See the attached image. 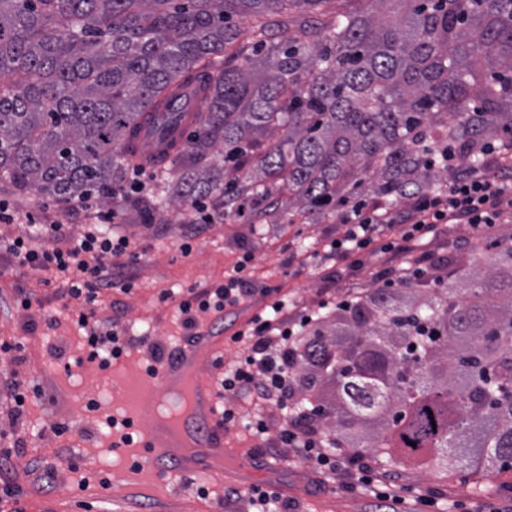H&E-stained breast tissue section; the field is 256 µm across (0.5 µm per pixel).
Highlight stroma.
I'll use <instances>...</instances> for the list:
<instances>
[{
    "instance_id": "stroma-1",
    "label": "stroma",
    "mask_w": 512,
    "mask_h": 512,
    "mask_svg": "<svg viewBox=\"0 0 512 512\" xmlns=\"http://www.w3.org/2000/svg\"><path fill=\"white\" fill-rule=\"evenodd\" d=\"M160 181V176H150L143 191L122 193L113 203L119 214L117 232L137 242L140 256L126 261L122 270L123 275L132 276V290L125 293L116 288L102 295L100 313L108 315L110 301L118 300L130 333L149 331L151 341L164 350H179L188 343L189 332L171 304L161 302V291L222 282L242 251L253 253L255 277L279 288L300 311L316 308L320 300L340 290L373 287L379 272L396 263L392 254L377 252L340 265L332 261L316 268L298 262L287 265V244L341 236L351 213L347 206L312 224L297 217L258 230L246 218L230 214L206 225L196 253L182 258L173 242L196 215L189 207H158ZM0 200L37 217L55 215L67 206L66 200L1 182ZM483 236V230L473 225L451 224L423 249L411 252L410 260L427 268L440 258L454 260L461 256L462 243ZM1 266L8 274L0 283V339L23 335L27 341L14 358L0 363V430L19 446L10 474L31 492L28 512H250L247 493L254 485L278 492L290 503V512H378L380 503L370 490H347V474L324 475L291 449L255 438L240 427L224 433L231 458L224 464L223 475L209 482L207 496H199L196 481L179 474L168 461L131 473L129 451L115 446L112 431L105 426V410L120 402V387L140 371L144 346L132 343L114 366L99 370L87 362L85 339L70 320L61 319L56 329H46L43 315L59 303L43 286V273L11 269L9 259L0 254ZM21 290L32 298L31 309L24 312L16 311L13 304ZM264 304L262 297H255L236 313L214 322L215 332L227 341L204 366L211 385H218L225 365L240 352L238 345L229 343V336ZM16 377L41 390L40 395H28L19 411L8 391ZM96 394L102 397L100 409L87 410V398ZM55 422L66 423L67 431L54 435L50 426ZM241 456L249 458L250 469L237 468L235 460ZM50 470L55 479L49 491L33 494V487L43 483ZM396 472L402 481L395 494L403 498L404 512H512L510 473L480 479L465 473L442 475L409 460L399 464ZM104 478L109 479V487L101 486ZM426 498L433 499V506H423Z\"/></svg>"
}]
</instances>
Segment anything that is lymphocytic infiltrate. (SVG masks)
<instances>
[{"label":"lymphocytic infiltrate","mask_w":512,"mask_h":512,"mask_svg":"<svg viewBox=\"0 0 512 512\" xmlns=\"http://www.w3.org/2000/svg\"><path fill=\"white\" fill-rule=\"evenodd\" d=\"M507 205L512 207V179L495 178L472 167L454 174L446 189L415 196L409 208L400 212L353 206L345 219L344 233L325 241L320 249L311 252L310 259L316 264L327 260L340 263L378 251L401 257L411 246L435 237L452 220L492 231ZM74 208L86 213L84 228L78 233L72 232L62 219L39 222L33 215H20L9 204L0 202L1 224L28 226L21 235L0 239V252L18 266L51 272L45 287L52 289L57 300L80 304L75 323L86 333L88 358L105 369L125 353L132 338L118 303H110V313L105 317L99 316L97 306L100 295L112 288L131 290V282H118L115 268L121 257L132 255L133 243L125 235L113 234L112 225L118 217L115 210L89 213L81 202L75 203ZM252 262V253L242 252L222 283L190 288L177 296L169 291L161 294L162 300H175L176 312L188 329L196 328L206 316L224 318L254 296L265 300L262 311L230 337L231 342L244 344L247 353L225 372L220 383L226 402L221 423L227 427L237 421L232 401L246 398L259 406L273 404L282 409L298 402L293 367L298 343L303 332L319 322L321 310L330 305L324 299L317 309L291 316L290 303L280 297L278 288L254 278ZM249 428L259 438L270 433L260 416L250 422ZM273 436L282 447L297 449L303 460L312 462L324 474L353 467L357 487L392 480L389 474H376L362 456L349 454L340 440L325 435L318 427L290 420Z\"/></svg>","instance_id":"1"}]
</instances>
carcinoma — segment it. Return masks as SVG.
<instances>
[{
	"mask_svg": "<svg viewBox=\"0 0 512 512\" xmlns=\"http://www.w3.org/2000/svg\"><path fill=\"white\" fill-rule=\"evenodd\" d=\"M0 0V179L109 205L146 112L204 94L157 164L159 202L326 217L393 202L512 145V0ZM304 39H283L291 27ZM277 130L283 137L268 142ZM256 163V167L247 165ZM484 270L361 292L299 356L301 411L348 448L476 477L512 471V240ZM362 3L354 0H330L323 3L317 10L315 17L322 24H330L340 13L353 9H361Z\"/></svg>",
	"mask_w": 512,
	"mask_h": 512,
	"instance_id": "1",
	"label": "carcinoma"
}]
</instances>
